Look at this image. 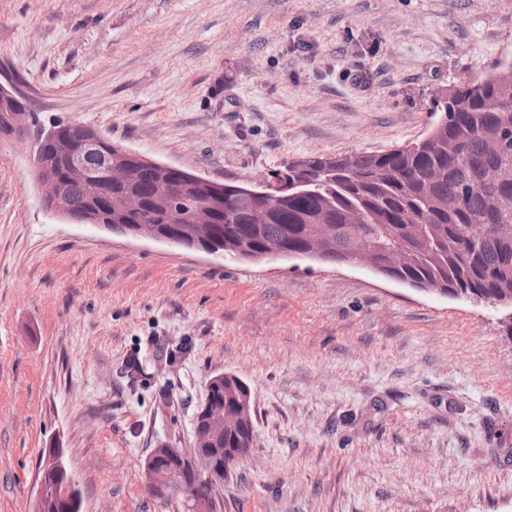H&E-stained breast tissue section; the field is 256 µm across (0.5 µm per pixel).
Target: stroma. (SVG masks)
Returning a JSON list of instances; mask_svg holds the SVG:
<instances>
[{
    "mask_svg": "<svg viewBox=\"0 0 512 512\" xmlns=\"http://www.w3.org/2000/svg\"><path fill=\"white\" fill-rule=\"evenodd\" d=\"M512 50V0H0V80L42 121L242 181L419 140ZM0 138V512L60 447L81 512H178L207 381L255 394L223 512H512V329L342 263L222 260L50 218Z\"/></svg>",
    "mask_w": 512,
    "mask_h": 512,
    "instance_id": "obj_1",
    "label": "stroma"
}]
</instances>
